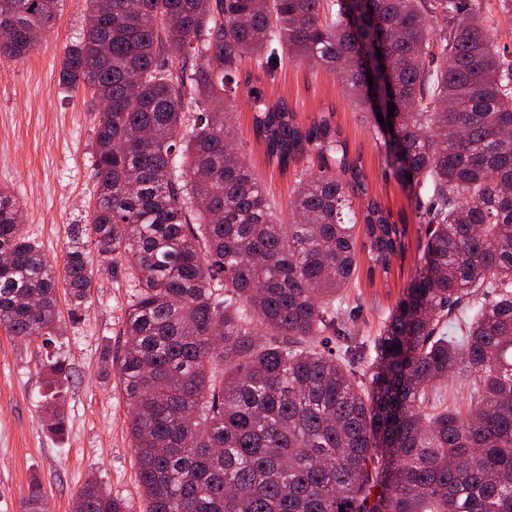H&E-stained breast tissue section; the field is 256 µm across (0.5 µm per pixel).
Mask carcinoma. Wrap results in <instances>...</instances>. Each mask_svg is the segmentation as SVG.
Returning a JSON list of instances; mask_svg holds the SVG:
<instances>
[{
    "mask_svg": "<svg viewBox=\"0 0 512 512\" xmlns=\"http://www.w3.org/2000/svg\"><path fill=\"white\" fill-rule=\"evenodd\" d=\"M61 2L0 0V57L33 49ZM87 2L59 85L102 105L97 195L63 277L75 314L92 287L88 241L130 282L115 368L146 512H512V60L491 33L512 0ZM371 37L386 74L362 59ZM285 54L339 76L362 110L395 107L394 163L428 224L405 298L341 356L326 342L347 336L339 305L361 257L386 271L404 248L335 109L306 124L268 97L262 78ZM241 89L267 163L309 159L287 224L229 122ZM19 216L1 188L0 326L58 336V276ZM458 306L473 317L447 336ZM461 365L469 402L429 408ZM68 376L60 359L44 366L55 436ZM73 512L125 506L91 478Z\"/></svg>",
    "mask_w": 512,
    "mask_h": 512,
    "instance_id": "1",
    "label": "carcinoma"
}]
</instances>
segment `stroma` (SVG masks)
I'll return each instance as SVG.
<instances>
[{"instance_id":"1","label":"stroma","mask_w":512,"mask_h":512,"mask_svg":"<svg viewBox=\"0 0 512 512\" xmlns=\"http://www.w3.org/2000/svg\"><path fill=\"white\" fill-rule=\"evenodd\" d=\"M86 14V0H62L53 28L25 58L0 57V188L15 196L25 233L58 267L71 225L85 223L96 198L92 143L98 107L90 92L58 84L63 55L82 37ZM266 87L270 97L287 98L306 123L335 107L351 149L362 153L371 194L403 233L404 254L393 257L389 274L359 278L344 305L354 314L348 333L371 335L403 299L427 226L398 171L387 164L386 148L376 139L377 116L355 107L338 78L287 62ZM232 110L247 163L269 191L278 218L287 219L301 165L284 174L268 166L252 136L246 94H238ZM89 258L94 275L87 307L68 319L67 296L59 294L64 332L52 343L23 341L0 327V512H28L27 490L35 479L44 492V512H72L77 492L92 477L127 512L144 508L129 435L131 407L117 374L107 370L108 357L118 355L127 339L130 288L122 269H110L97 251ZM49 354L71 368L67 430L60 438L47 431L41 407V364Z\"/></svg>"}]
</instances>
